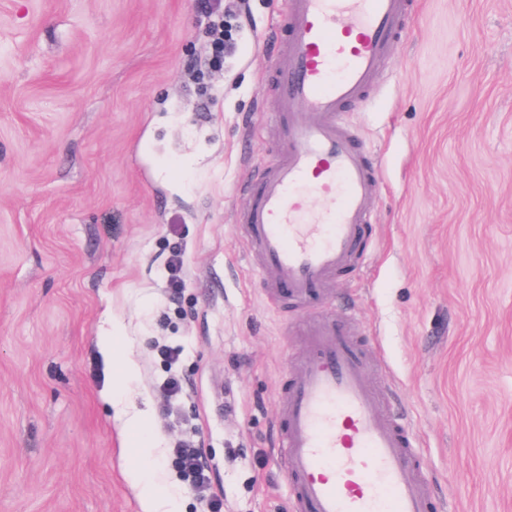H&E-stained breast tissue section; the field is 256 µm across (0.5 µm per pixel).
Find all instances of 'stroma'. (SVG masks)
Listing matches in <instances>:
<instances>
[{
    "label": "stroma",
    "mask_w": 512,
    "mask_h": 512,
    "mask_svg": "<svg viewBox=\"0 0 512 512\" xmlns=\"http://www.w3.org/2000/svg\"><path fill=\"white\" fill-rule=\"evenodd\" d=\"M287 2L232 0L216 61L215 0H0V512H143L142 476L182 512H294L278 414L311 317L239 222ZM405 29L344 116L380 181L367 268L320 312L355 325L437 512H512V0H414ZM188 432L211 495L175 465Z\"/></svg>",
    "instance_id": "35a3bbf8"
}]
</instances>
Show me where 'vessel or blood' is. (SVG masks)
<instances>
[{
    "label": "vessel or blood",
    "instance_id": "obj_1",
    "mask_svg": "<svg viewBox=\"0 0 512 512\" xmlns=\"http://www.w3.org/2000/svg\"><path fill=\"white\" fill-rule=\"evenodd\" d=\"M413 0H289L273 70L280 148L243 215L267 292L310 311L336 275L363 267L379 168L343 115L361 106ZM322 200L312 208L313 200ZM348 322L317 321L286 382L280 423L295 512H431L408 428L382 404Z\"/></svg>",
    "mask_w": 512,
    "mask_h": 512
}]
</instances>
